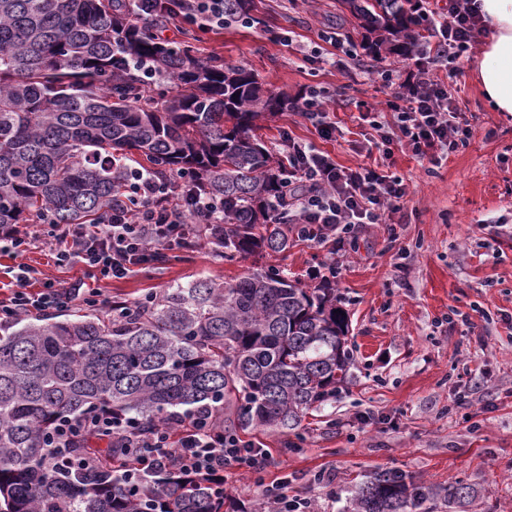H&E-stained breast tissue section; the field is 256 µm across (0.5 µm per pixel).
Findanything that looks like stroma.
<instances>
[{"label":"stroma","mask_w":512,"mask_h":512,"mask_svg":"<svg viewBox=\"0 0 512 512\" xmlns=\"http://www.w3.org/2000/svg\"><path fill=\"white\" fill-rule=\"evenodd\" d=\"M252 26L202 31L158 28L169 42L192 40L203 58L257 74L264 87L296 100L306 87L335 91L330 106L337 130L324 139L296 109L262 120L266 146L284 156L282 132L314 143L341 166L372 165L379 132L396 118L383 103L389 90L371 74L373 58L347 60L344 69L311 68L301 53L333 31L354 44L363 34L341 15L336 0H253ZM290 33L285 46L282 33ZM473 42L456 78L459 112L472 135L437 165L393 145L390 172L407 194L392 217L400 237L366 224L339 250L291 239L287 251L224 261L208 246L170 252L124 279H95L79 262L58 266L40 242L24 252H0V294L13 267L44 278L86 284L98 314L113 299L134 300L166 286L207 277L233 281L254 266H272L315 286L331 277L349 314L352 378L335 401L302 422L298 451L283 453L288 436L268 430L254 441L272 452L262 475L233 469L225 512H251L262 483L289 475V494L311 499L315 512H339L362 476L397 468L434 482L461 479L482 490L480 512H512V115L492 111L471 68ZM470 324L448 322L451 311Z\"/></svg>","instance_id":"stroma-1"}]
</instances>
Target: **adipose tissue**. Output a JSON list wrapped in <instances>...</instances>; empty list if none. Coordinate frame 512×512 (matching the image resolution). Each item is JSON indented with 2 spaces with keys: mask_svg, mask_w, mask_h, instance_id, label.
Instances as JSON below:
<instances>
[{
  "mask_svg": "<svg viewBox=\"0 0 512 512\" xmlns=\"http://www.w3.org/2000/svg\"><path fill=\"white\" fill-rule=\"evenodd\" d=\"M492 35L477 59L474 75L494 111L512 114V0H477Z\"/></svg>",
  "mask_w": 512,
  "mask_h": 512,
  "instance_id": "1",
  "label": "adipose tissue"
}]
</instances>
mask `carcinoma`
Segmentation results:
<instances>
[{"mask_svg": "<svg viewBox=\"0 0 512 512\" xmlns=\"http://www.w3.org/2000/svg\"><path fill=\"white\" fill-rule=\"evenodd\" d=\"M373 57H407L419 0H337ZM253 0H224L231 19ZM164 14L126 0H0V225L97 224L131 163L186 175L224 200V260L288 249V167L255 134L288 95L255 73L155 33ZM154 72L143 80L141 66ZM22 314L0 326V512H223L224 484L155 466L131 488L113 477L122 448L74 431L57 465L55 426L103 409L162 427L209 409L228 430L297 431L336 398L353 365L348 313L334 288L275 268L199 278L112 309ZM480 491L395 469L368 475L343 512H471Z\"/></svg>", "mask_w": 512, "mask_h": 512, "instance_id": "cac0c4a2", "label": "carcinoma"}]
</instances>
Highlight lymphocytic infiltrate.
Returning <instances> with one entry per match:
<instances>
[{
    "label": "lymphocytic infiltrate",
    "instance_id": "f902f5d3",
    "mask_svg": "<svg viewBox=\"0 0 512 512\" xmlns=\"http://www.w3.org/2000/svg\"><path fill=\"white\" fill-rule=\"evenodd\" d=\"M421 21L436 42L416 44L407 58L410 81L397 85L391 64L384 60H377L374 68L391 90L385 107L397 115L396 128L382 137V145L400 144L434 164L470 139L469 124L457 110L452 85L439 72L449 61L462 60L483 24L475 0H448L443 12L422 9ZM281 139L288 147L289 184L298 192L294 231L301 240L336 244L356 225L380 224L385 215L399 211L406 195L401 177L362 165L346 168L312 143L286 133ZM195 224L223 231V201L192 186L184 176L161 178L133 167L122 195L96 230L83 224H54L42 244L58 263L76 260L92 276L123 279L168 251L192 245ZM33 274V268L18 266L10 295L0 299V322L79 299V286L51 280L44 282L41 291L32 292ZM83 428L87 435L103 431L116 446L138 449L137 466L125 471L131 478L156 463L204 472L222 481L235 468L262 469L270 456L268 449L226 431L215 415L204 410L174 432L163 428L146 432L136 418L112 413L98 414L85 421Z\"/></svg>",
    "mask_w": 512,
    "mask_h": 512
}]
</instances>
